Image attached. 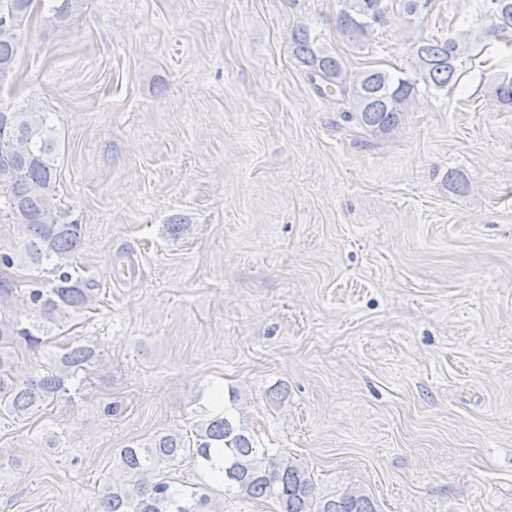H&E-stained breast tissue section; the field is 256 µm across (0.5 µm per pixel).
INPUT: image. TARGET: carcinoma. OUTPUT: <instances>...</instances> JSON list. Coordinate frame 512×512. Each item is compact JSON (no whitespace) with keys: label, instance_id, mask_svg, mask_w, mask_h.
<instances>
[{"label":"carcinoma","instance_id":"obj_1","mask_svg":"<svg viewBox=\"0 0 512 512\" xmlns=\"http://www.w3.org/2000/svg\"><path fill=\"white\" fill-rule=\"evenodd\" d=\"M399 1L409 15L429 0H339L336 30L348 44L361 48L387 23L393 3ZM45 0H0V79L14 69L20 48V28ZM83 0H53L50 20L63 21ZM497 23L490 33L512 30V0H492ZM292 55L304 67L317 91L336 94L349 105L347 114L373 134H386L399 125L406 107L424 89L439 91L461 76L458 62L468 48L455 38L426 39L413 45L410 69L391 74L382 69L353 73L343 60L315 45L307 28L299 26L290 36ZM496 102L512 108V78L492 89ZM55 140L47 133L44 116L0 110V214L25 226L27 252L33 263L53 257L59 274L51 288H28L33 309L48 321L62 320L69 310L94 301L92 289L64 270L61 260L81 245L82 225L67 220L56 201ZM19 284L0 277V407L18 416L42 406L68 391L67 382L97 364L100 353L93 343L67 350L55 366L36 377L21 379L15 372L19 355L37 349L42 338L20 326L13 316ZM224 454V481L253 499H272L280 512H377L369 496L349 490L339 497L321 495L309 473L290 458L256 447L231 415L222 411L202 422L195 434L194 454L211 460V450ZM185 446L181 436L165 434L141 449L122 448L119 457L123 478L112 481L102 495L99 512H205L209 487L174 490L150 473L162 461L174 460Z\"/></svg>","mask_w":512,"mask_h":512}]
</instances>
